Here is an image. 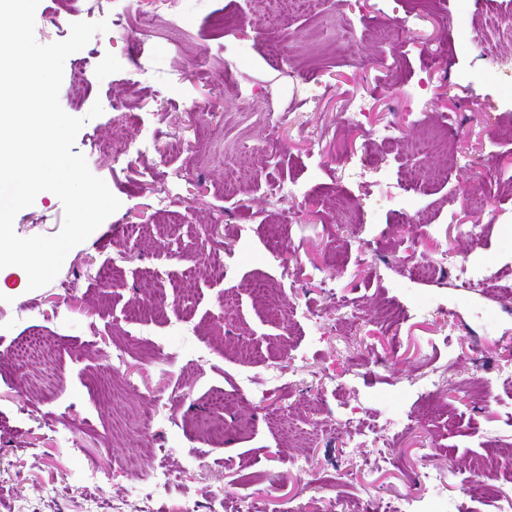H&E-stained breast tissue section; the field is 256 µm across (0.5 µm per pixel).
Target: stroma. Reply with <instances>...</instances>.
Returning a JSON list of instances; mask_svg holds the SVG:
<instances>
[{"label": "stroma", "mask_w": 512, "mask_h": 512, "mask_svg": "<svg viewBox=\"0 0 512 512\" xmlns=\"http://www.w3.org/2000/svg\"><path fill=\"white\" fill-rule=\"evenodd\" d=\"M265 6L40 0L43 44L118 21L59 101L101 102L75 149L121 206L51 283L0 280V512H141L161 466L154 512H395L424 470L448 512H512V469L468 490L512 452V39L485 27L512 0ZM430 128L447 152L420 151ZM63 222L51 194L14 230ZM136 300L165 316L125 319Z\"/></svg>", "instance_id": "35a3bbf8"}]
</instances>
